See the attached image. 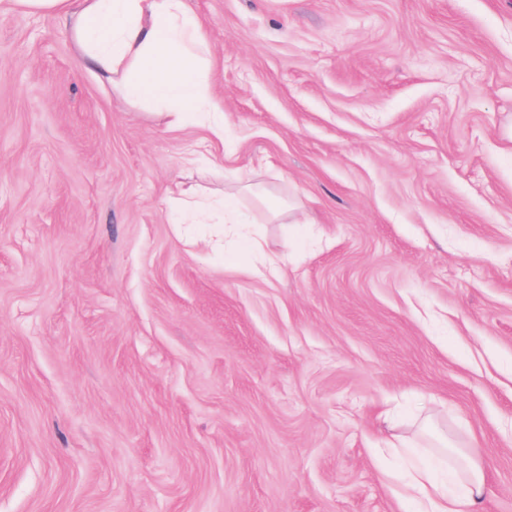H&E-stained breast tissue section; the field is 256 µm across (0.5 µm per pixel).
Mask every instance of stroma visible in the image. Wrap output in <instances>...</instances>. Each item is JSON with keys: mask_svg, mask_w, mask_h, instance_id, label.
I'll return each mask as SVG.
<instances>
[{"mask_svg": "<svg viewBox=\"0 0 512 512\" xmlns=\"http://www.w3.org/2000/svg\"><path fill=\"white\" fill-rule=\"evenodd\" d=\"M189 4L220 138L0 0V512H415L396 436L512 512V0ZM170 200L177 214L174 224H207L206 220L213 212L221 213L224 224L232 227L249 224L238 197L234 195H224L222 198L210 200L193 188H183L177 184ZM233 249L261 257L260 265L248 268L246 270L248 274L264 278H277L280 276L282 267L278 259L266 253L265 243L259 236L239 234Z\"/></svg>", "mask_w": 512, "mask_h": 512, "instance_id": "1", "label": "stroma"}]
</instances>
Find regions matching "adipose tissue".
Returning <instances> with one entry per match:
<instances>
[{
	"label": "adipose tissue",
	"instance_id": "obj_1",
	"mask_svg": "<svg viewBox=\"0 0 512 512\" xmlns=\"http://www.w3.org/2000/svg\"><path fill=\"white\" fill-rule=\"evenodd\" d=\"M26 12L64 17L81 63L115 83L128 98L168 110L173 123L186 111L201 115L215 136L224 113L211 100L212 60L202 25L188 0H13ZM171 201L181 224H202L221 213L225 224L247 220L238 197L211 200L176 187ZM404 493L417 512H479L488 493L481 465L467 456L453 464L429 456L414 465Z\"/></svg>",
	"mask_w": 512,
	"mask_h": 512
}]
</instances>
